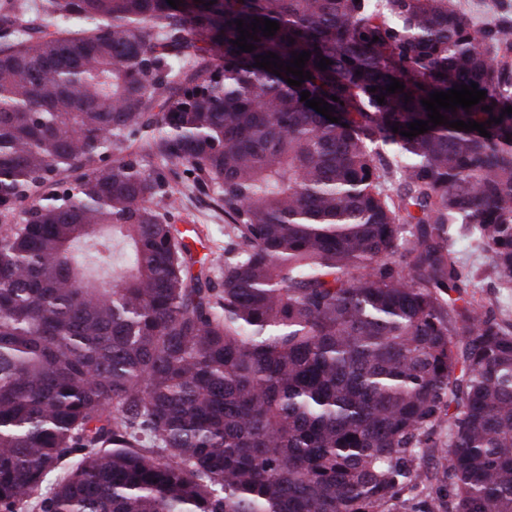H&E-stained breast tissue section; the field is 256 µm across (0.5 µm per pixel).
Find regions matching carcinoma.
<instances>
[{"label":"carcinoma","instance_id":"obj_1","mask_svg":"<svg viewBox=\"0 0 512 512\" xmlns=\"http://www.w3.org/2000/svg\"><path fill=\"white\" fill-rule=\"evenodd\" d=\"M473 83L440 114L490 136L401 135ZM508 106L512 21L452 0H0V512H512V322L471 292L512 288ZM164 172L169 179H174V176L169 173L167 168H164ZM174 180L178 182L177 188L180 190V192L175 195L177 199L176 206L179 208V211L182 212L183 216L189 214L190 219L194 221L189 224L177 222V227L181 231H184L185 229H191L193 224H196L199 229L204 230V233L201 234V241L193 242L189 239V241L193 243L194 250L198 257L208 254L210 247L216 251V254L210 256V258H213L217 254L224 253L223 249H217L213 243L214 240L218 245L224 247V213L216 207L210 197L193 192L183 179L175 178ZM205 234H207L208 237H206ZM82 253L87 257L85 260V268L80 270L81 275L86 281L91 283H99L102 280H107L112 276V270L118 269L123 259V244L117 243L113 248L112 255L107 261L100 260L93 255L94 250L90 249L89 245L81 243L79 245ZM90 254V255H89Z\"/></svg>","mask_w":512,"mask_h":512}]
</instances>
